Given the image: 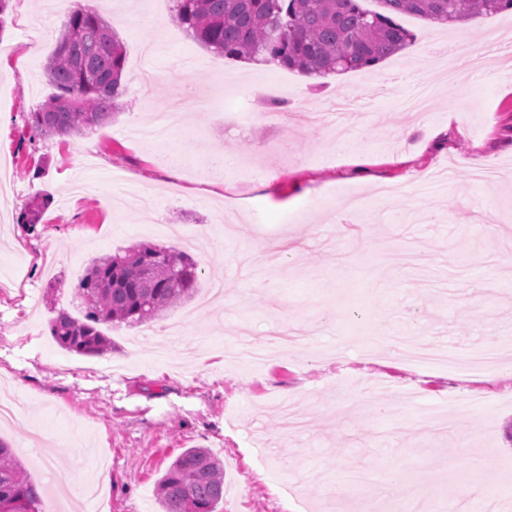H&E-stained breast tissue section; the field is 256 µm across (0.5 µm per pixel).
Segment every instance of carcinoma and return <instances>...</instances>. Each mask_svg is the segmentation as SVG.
<instances>
[{
  "label": "carcinoma",
  "instance_id": "obj_1",
  "mask_svg": "<svg viewBox=\"0 0 512 512\" xmlns=\"http://www.w3.org/2000/svg\"><path fill=\"white\" fill-rule=\"evenodd\" d=\"M176 0L175 20L211 52L230 59L273 62L308 75L362 70L404 49L414 35L394 21L410 14L455 25L512 11V0ZM126 52L95 11L71 10L45 74L56 93L30 113L32 128L70 135L102 126L125 92ZM197 263L149 243L93 261L78 284L87 313L61 311L51 335L70 352L102 356L112 340L98 325L141 324L192 298ZM43 487L25 473L0 440V512H41ZM224 498V466L207 448H187L156 485L160 512H216Z\"/></svg>",
  "mask_w": 512,
  "mask_h": 512
}]
</instances>
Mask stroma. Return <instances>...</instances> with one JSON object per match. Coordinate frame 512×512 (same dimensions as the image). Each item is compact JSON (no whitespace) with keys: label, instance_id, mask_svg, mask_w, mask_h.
I'll return each instance as SVG.
<instances>
[{"label":"stroma","instance_id":"obj_1","mask_svg":"<svg viewBox=\"0 0 512 512\" xmlns=\"http://www.w3.org/2000/svg\"><path fill=\"white\" fill-rule=\"evenodd\" d=\"M132 2L111 11L127 50L122 103L109 125L64 138L36 135L29 115L53 92L43 71L65 15L55 0H10L0 32V385L26 402L0 439L45 483V508L68 512L69 490L106 466L104 512H159L157 479L201 447L224 463L217 512H262L269 492L289 512H333L337 483L358 471L371 479L354 507L404 506L418 487L424 512H462L458 487L481 484L493 512H512V357L473 372L389 353L397 336L459 357L512 345V57L482 80L458 55L457 83L427 112L400 109L435 76L431 43L512 35V15L455 27L402 15L414 40L397 55L311 78L209 52L174 22L172 0L149 13ZM145 43L162 80L198 60L184 80L204 99L157 141L130 134L149 118L135 83ZM240 83L257 94L236 95ZM343 95L364 106L340 142L306 113ZM490 166L497 181L475 182ZM34 208L38 224L19 223ZM258 237L292 250L253 258ZM142 243L199 265L196 295L154 321L182 323L180 335L121 323L106 327L104 356L58 345L50 324L62 310L82 318L90 260Z\"/></svg>","mask_w":512,"mask_h":512}]
</instances>
